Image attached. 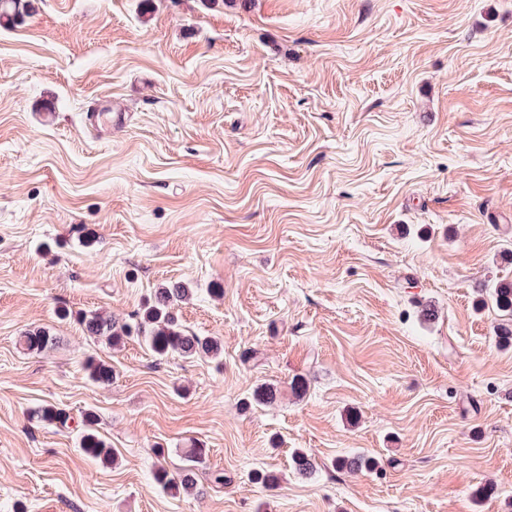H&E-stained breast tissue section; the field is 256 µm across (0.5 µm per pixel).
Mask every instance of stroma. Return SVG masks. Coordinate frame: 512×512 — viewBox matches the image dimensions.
<instances>
[{
  "mask_svg": "<svg viewBox=\"0 0 512 512\" xmlns=\"http://www.w3.org/2000/svg\"><path fill=\"white\" fill-rule=\"evenodd\" d=\"M507 225L512 0H33L0 29V512H512V350L473 308ZM177 282L220 357L77 319ZM192 448L195 491L156 485ZM79 322L90 336L104 339L110 345L117 344L124 336H130L127 324L118 327L111 319L98 312L82 314ZM95 425V415L93 413H86L83 419L80 445L86 454L107 463L112 457L111 450L107 448L105 442L96 433Z\"/></svg>",
  "mask_w": 512,
  "mask_h": 512,
  "instance_id": "obj_1",
  "label": "stroma"
}]
</instances>
